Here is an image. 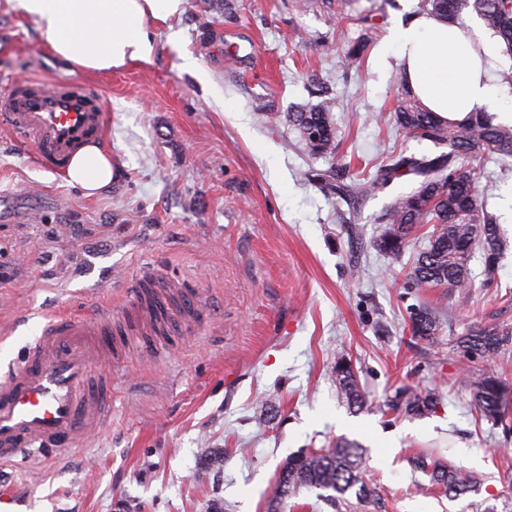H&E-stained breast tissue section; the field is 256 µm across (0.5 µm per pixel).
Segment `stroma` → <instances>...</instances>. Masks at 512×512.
Listing matches in <instances>:
<instances>
[{"label":"stroma","instance_id":"stroma-1","mask_svg":"<svg viewBox=\"0 0 512 512\" xmlns=\"http://www.w3.org/2000/svg\"><path fill=\"white\" fill-rule=\"evenodd\" d=\"M417 0H184L149 21L151 62L78 73L110 115L102 143L120 180L89 197L37 165L32 147L0 130V369L39 335L41 311L121 313L141 274L183 283L202 308L181 349L145 359L129 339L112 368V421L57 462L0 466L32 512H268L288 455L344 439L361 448L376 494L336 501L299 488L279 512H512V429L482 418L469 382L496 370L512 386V343L494 361L456 340L474 326H512V171L486 164L507 242L491 286L470 262L466 302L445 288H408L428 244L420 229L398 260L376 245L378 217L415 177L343 201L314 181L339 167L376 174L401 156L444 146L409 137L389 118L401 71L375 69L391 27ZM361 63H342L360 38ZM197 59L221 88L206 94L180 70ZM36 24L0 0V80L69 75ZM339 98L334 158L310 154L289 113ZM440 319L433 341L412 336L414 308ZM350 361L362 409L336 392L332 367ZM417 385L439 398L424 416L389 409ZM475 476L451 499L415 467L419 455ZM223 457L222 468L211 460Z\"/></svg>","mask_w":512,"mask_h":512}]
</instances>
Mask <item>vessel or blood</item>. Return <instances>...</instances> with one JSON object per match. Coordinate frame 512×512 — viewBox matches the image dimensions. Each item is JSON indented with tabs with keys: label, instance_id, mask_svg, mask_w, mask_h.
<instances>
[{
	"label": "vessel or blood",
	"instance_id": "1",
	"mask_svg": "<svg viewBox=\"0 0 512 512\" xmlns=\"http://www.w3.org/2000/svg\"><path fill=\"white\" fill-rule=\"evenodd\" d=\"M106 109L89 87L68 79L0 83V129L30 144L35 158L54 172L66 169L84 144L100 140ZM128 323L143 335L144 355L163 344L171 321L191 325L200 306L187 289L156 274L142 278L126 298ZM112 307L97 305L73 315L55 309L36 342L0 374V464L36 449L43 461L57 459L96 434L112 413L109 364L118 354ZM0 512H30L29 499L0 485Z\"/></svg>",
	"mask_w": 512,
	"mask_h": 512
}]
</instances>
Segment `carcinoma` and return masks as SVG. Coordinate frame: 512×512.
<instances>
[{
	"mask_svg": "<svg viewBox=\"0 0 512 512\" xmlns=\"http://www.w3.org/2000/svg\"><path fill=\"white\" fill-rule=\"evenodd\" d=\"M472 8L484 25L499 38L503 54L512 57V0H419L418 13L435 14L450 23H462L464 9ZM331 108L322 103L305 105L288 114L301 140L314 155L336 154V128L330 118ZM392 119L412 138L448 146L449 151L435 157L402 156L383 166L373 178L346 182L339 171L330 168L316 174V180L340 199L372 196L395 178L413 175L419 186L397 197L380 217L387 230L377 246L387 255L398 258L408 237L418 228L431 225L429 244L414 262L406 278L410 288L443 287L457 291L471 285L468 262L478 251L483 265L485 284L496 279L505 248L497 218L488 211L481 198L480 184L485 177L481 151L496 157L507 166L512 163V125L497 120L485 110L468 113L460 120H448L429 111L403 85ZM412 335L430 340L438 330L437 317L426 307L411 315ZM512 342V327L476 328L457 340V346L469 354L488 360ZM339 394L351 407H363L365 400L354 370L339 359L332 367ZM472 398L480 415L502 425L508 424L512 399L506 384L494 370H485L472 382ZM435 406L434 397L410 387L398 391L392 408L408 415H422ZM431 471L433 483L454 497L466 493L475 484L474 477L438 460L420 459ZM359 447L347 440L334 448L302 451L288 456L283 463L272 492L270 506L288 498L301 487L331 490L340 495L357 488L356 496L374 493L363 479Z\"/></svg>",
	"mask_w": 512,
	"mask_h": 512,
	"instance_id": "1",
	"label": "carcinoma"
}]
</instances>
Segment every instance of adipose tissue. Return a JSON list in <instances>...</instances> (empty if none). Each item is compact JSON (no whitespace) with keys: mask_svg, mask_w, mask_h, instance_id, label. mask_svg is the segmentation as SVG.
<instances>
[{"mask_svg":"<svg viewBox=\"0 0 512 512\" xmlns=\"http://www.w3.org/2000/svg\"><path fill=\"white\" fill-rule=\"evenodd\" d=\"M31 18L59 59L82 70L107 73L134 61H150L156 44L149 20L164 21L183 0H14ZM494 39L483 28L464 32L434 15L421 14L392 28L374 56L385 69L397 61L421 102L445 118L497 111L502 99L484 66ZM118 172L111 152L98 143L82 146L67 171L69 183L94 194Z\"/></svg>","mask_w":512,"mask_h":512,"instance_id":"1","label":"adipose tissue"}]
</instances>
